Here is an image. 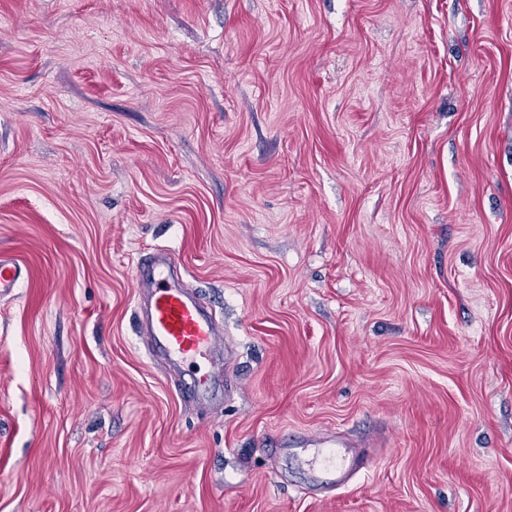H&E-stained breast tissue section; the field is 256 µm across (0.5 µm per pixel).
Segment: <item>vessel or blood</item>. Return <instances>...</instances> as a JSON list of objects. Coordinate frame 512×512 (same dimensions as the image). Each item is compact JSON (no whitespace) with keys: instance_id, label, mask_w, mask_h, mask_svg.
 <instances>
[{"instance_id":"vessel-or-blood-1","label":"vessel or blood","mask_w":512,"mask_h":512,"mask_svg":"<svg viewBox=\"0 0 512 512\" xmlns=\"http://www.w3.org/2000/svg\"><path fill=\"white\" fill-rule=\"evenodd\" d=\"M26 276L23 263L0 256L1 296L12 294ZM135 287L142 297L140 330L149 351L175 367L199 359L207 361L210 372L197 379L195 386L202 393H215L224 380L228 361L223 351V329L204 303L185 288L174 252L160 247L141 258Z\"/></svg>"}]
</instances>
